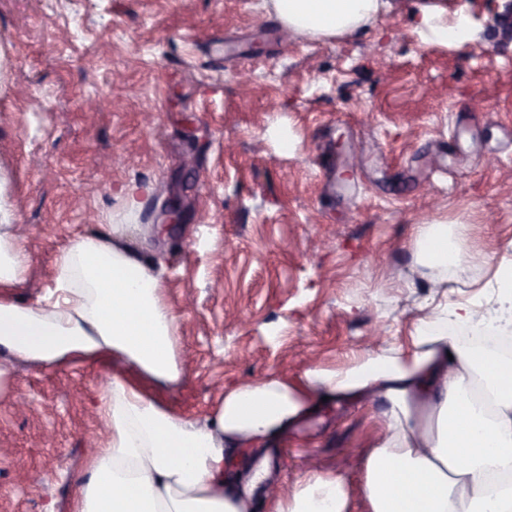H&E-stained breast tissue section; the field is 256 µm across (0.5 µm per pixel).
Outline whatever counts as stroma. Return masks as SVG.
Returning a JSON list of instances; mask_svg holds the SVG:
<instances>
[{
  "label": "stroma",
  "instance_id": "obj_1",
  "mask_svg": "<svg viewBox=\"0 0 512 512\" xmlns=\"http://www.w3.org/2000/svg\"><path fill=\"white\" fill-rule=\"evenodd\" d=\"M356 31L310 39L260 0H0V207L27 240L32 300L59 247L124 221L121 189L148 186L138 221L179 194L163 244L182 311L186 378L162 399L205 415L225 386L342 368L407 344L433 315L435 272L416 225L467 226L449 305L496 298L512 262V0H442L465 40L418 24L432 0H390ZM109 366L15 365L0 383V512H66ZM379 402L337 401L272 450L289 489L317 457L356 462Z\"/></svg>",
  "mask_w": 512,
  "mask_h": 512
}]
</instances>
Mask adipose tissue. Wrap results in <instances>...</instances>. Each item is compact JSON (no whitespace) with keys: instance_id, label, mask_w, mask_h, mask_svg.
<instances>
[{"instance_id":"adipose-tissue-1","label":"adipose tissue","mask_w":512,"mask_h":512,"mask_svg":"<svg viewBox=\"0 0 512 512\" xmlns=\"http://www.w3.org/2000/svg\"><path fill=\"white\" fill-rule=\"evenodd\" d=\"M303 37L355 31L389 0H271ZM125 221L102 224L58 251L53 286L24 304L10 296L31 257L0 217V379L13 363L58 369L110 363L100 409L108 438L81 464L69 512H348L358 475L367 512H512V355L457 335H496L512 308V264L494 274L496 300L461 304L419 320L410 349L369 351L348 367L314 366L225 387L208 415H181L161 398L184 380L176 347L181 316L163 294L160 245L137 222L142 189L122 188ZM467 227L418 225L417 261L447 273L464 260ZM378 398L383 432L354 473L311 470L285 496L268 450L324 401Z\"/></svg>"}]
</instances>
